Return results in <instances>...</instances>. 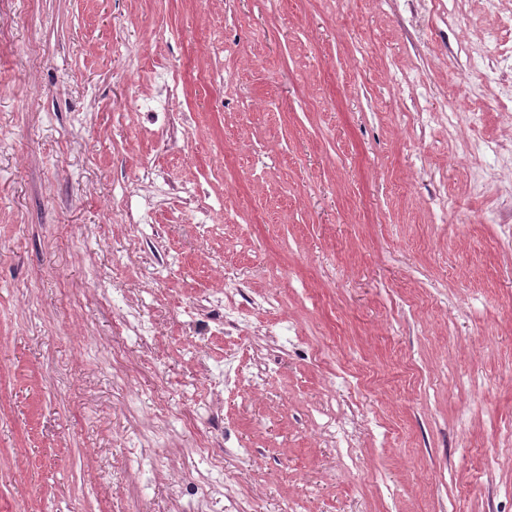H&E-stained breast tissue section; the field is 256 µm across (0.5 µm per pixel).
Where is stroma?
Segmentation results:
<instances>
[{
	"instance_id": "1",
	"label": "stroma",
	"mask_w": 512,
	"mask_h": 512,
	"mask_svg": "<svg viewBox=\"0 0 512 512\" xmlns=\"http://www.w3.org/2000/svg\"><path fill=\"white\" fill-rule=\"evenodd\" d=\"M511 16L0 0V512H512ZM238 288L241 287L237 283H229L225 285L224 289V335L227 336H229L230 333L226 327H233L239 320L247 315L245 309L241 308L239 304L236 303L235 295L239 292Z\"/></svg>"
}]
</instances>
